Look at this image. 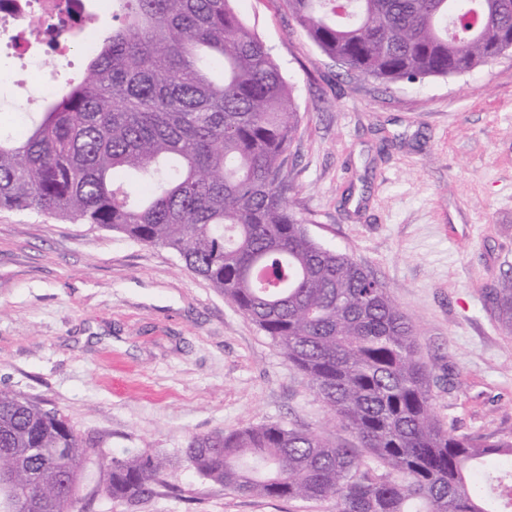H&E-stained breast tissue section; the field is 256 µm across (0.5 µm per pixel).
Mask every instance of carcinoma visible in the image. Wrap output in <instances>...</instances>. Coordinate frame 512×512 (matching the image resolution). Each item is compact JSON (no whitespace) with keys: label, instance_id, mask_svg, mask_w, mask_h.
<instances>
[{"label":"carcinoma","instance_id":"obj_1","mask_svg":"<svg viewBox=\"0 0 512 512\" xmlns=\"http://www.w3.org/2000/svg\"><path fill=\"white\" fill-rule=\"evenodd\" d=\"M233 0H112L82 79L26 133L0 131V209H37L173 250L309 378L356 448L281 424L193 437L184 462L243 496L332 499L336 512H512V436L435 417L415 324L387 285L312 238L284 165L291 86ZM311 41L384 83L469 72L512 42V0H284ZM148 186L133 199L116 170ZM512 329V274L493 298ZM88 444L59 413L0 388V486L31 512H74ZM164 459L112 458L103 485L140 502Z\"/></svg>","mask_w":512,"mask_h":512}]
</instances>
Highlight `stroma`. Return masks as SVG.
<instances>
[{"label":"stroma","instance_id":"obj_1","mask_svg":"<svg viewBox=\"0 0 512 512\" xmlns=\"http://www.w3.org/2000/svg\"><path fill=\"white\" fill-rule=\"evenodd\" d=\"M293 89L286 175L309 234L361 262L418 327L438 420L512 435V332L487 294L512 269V54L386 84L321 52L282 0H234ZM0 388L63 415L96 453L79 512H336L236 494L182 463L192 436L263 423L358 447L308 378L170 249L0 209ZM174 460L177 492L96 494L113 456Z\"/></svg>","mask_w":512,"mask_h":512}]
</instances>
